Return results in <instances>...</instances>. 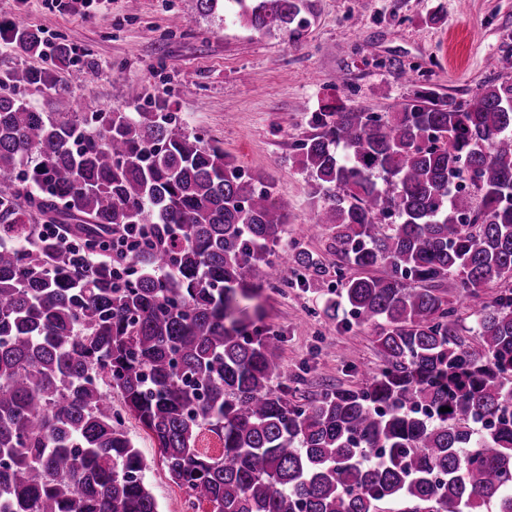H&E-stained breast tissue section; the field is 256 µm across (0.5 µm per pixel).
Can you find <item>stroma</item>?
<instances>
[{
	"mask_svg": "<svg viewBox=\"0 0 512 512\" xmlns=\"http://www.w3.org/2000/svg\"><path fill=\"white\" fill-rule=\"evenodd\" d=\"M307 2L308 25L295 42L203 16L197 0H101L86 16L51 11L44 0H0V24L65 40L90 65L81 82L29 93L32 107L123 109L134 84L143 102L166 98L181 125L220 140L237 165L274 182L288 204L283 246L299 243L332 267L338 257L327 235L309 231L313 189L296 150L312 133L311 113L353 106L383 114L420 92L469 99L512 52V0ZM323 303L322 293L298 283L262 288L242 303L247 323L281 336L294 400L361 386L381 366L376 328L358 326L346 306L326 319ZM125 427L149 464L161 512H192L155 440L133 417Z\"/></svg>",
	"mask_w": 512,
	"mask_h": 512,
	"instance_id": "35a3bbf8",
	"label": "stroma"
}]
</instances>
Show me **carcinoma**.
<instances>
[{
    "label": "carcinoma",
    "instance_id": "1",
    "mask_svg": "<svg viewBox=\"0 0 512 512\" xmlns=\"http://www.w3.org/2000/svg\"><path fill=\"white\" fill-rule=\"evenodd\" d=\"M197 8L291 42L305 25L304 0ZM4 37L46 65L0 73V512H159L114 392L211 512H512V288L485 291L512 282V53L464 102L311 114L298 150L332 270L279 247L275 184L165 98L38 111L27 93L84 62L31 26ZM291 278L378 329L364 385L288 399L281 336L235 312Z\"/></svg>",
    "mask_w": 512,
    "mask_h": 512
}]
</instances>
